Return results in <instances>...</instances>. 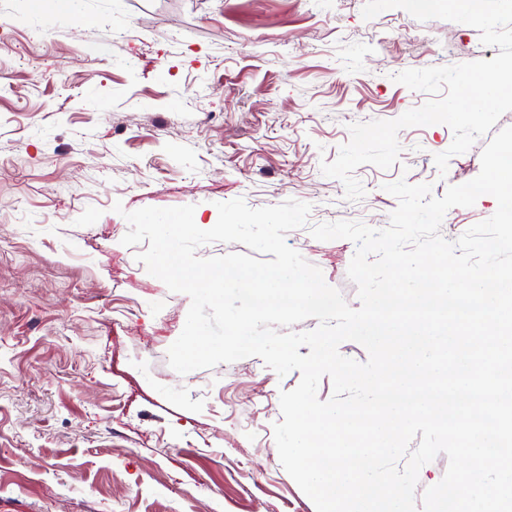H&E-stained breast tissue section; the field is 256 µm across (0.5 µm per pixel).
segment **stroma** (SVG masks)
I'll return each mask as SVG.
<instances>
[{
  "label": "stroma",
  "instance_id": "obj_1",
  "mask_svg": "<svg viewBox=\"0 0 512 512\" xmlns=\"http://www.w3.org/2000/svg\"><path fill=\"white\" fill-rule=\"evenodd\" d=\"M365 0H0V512H316L273 435L278 376L252 356L176 373L191 300L124 246V211L311 204L287 244L352 308L356 246L312 226H388L385 184L433 196L475 178L488 137L439 174L443 124L403 129L398 162L359 166L365 195L324 176L356 122L428 101L407 69L492 59L469 25ZM131 31V53L114 39ZM122 204L123 213L113 210ZM491 196L445 215L464 233Z\"/></svg>",
  "mask_w": 512,
  "mask_h": 512
}]
</instances>
